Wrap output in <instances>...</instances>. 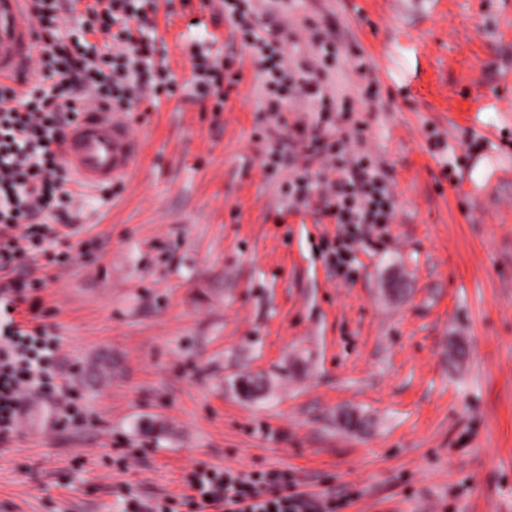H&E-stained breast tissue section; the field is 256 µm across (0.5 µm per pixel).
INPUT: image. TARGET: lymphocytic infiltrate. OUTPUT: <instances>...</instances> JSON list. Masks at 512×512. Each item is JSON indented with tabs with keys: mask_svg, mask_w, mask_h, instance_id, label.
Instances as JSON below:
<instances>
[{
	"mask_svg": "<svg viewBox=\"0 0 512 512\" xmlns=\"http://www.w3.org/2000/svg\"><path fill=\"white\" fill-rule=\"evenodd\" d=\"M223 7L267 79L258 119L267 142L264 166L275 176L284 159L301 161L302 172L282 188L297 205L317 199L322 215L343 226L338 243L326 251L335 264H345L365 244L359 226L390 223L395 204L382 169L364 148L367 122L353 119L352 104L336 102L327 91V73L337 59L331 30L309 26L314 59H294L287 51L293 31L267 30L253 0H223ZM157 9V0H94L80 12L62 0H31L39 78L24 90L0 84V442L18 430L31 400L50 402L63 417L73 409L70 390L54 381L60 367L55 337L43 324L15 319L34 285L24 260L46 239L59 237V229L48 223L54 211L63 210L69 222L77 218L67 209L72 179L60 146L83 104L129 112L144 98L177 91L173 74L153 63L156 46L148 31ZM71 16L81 32L62 35ZM94 31L103 43L88 40ZM190 60L197 97L223 99L225 86L239 80L210 51L192 48ZM294 101L315 106L316 123H288L285 114ZM185 485L193 512H344L351 504L347 498L298 492L293 476L277 469L196 468L186 474Z\"/></svg>",
	"mask_w": 512,
	"mask_h": 512,
	"instance_id": "f902f5d3",
	"label": "lymphocytic infiltrate"
}]
</instances>
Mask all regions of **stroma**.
Returning <instances> with one entry per match:
<instances>
[{"label":"stroma","instance_id":"stroma-1","mask_svg":"<svg viewBox=\"0 0 512 512\" xmlns=\"http://www.w3.org/2000/svg\"><path fill=\"white\" fill-rule=\"evenodd\" d=\"M260 8L301 59L332 24L337 98L359 100L357 63L378 77L392 223L330 265L335 225L263 167L259 70L217 0H158L181 91L127 113L137 170L80 191L81 222L27 259L46 284L21 316L59 336L87 417L0 444V512H121L212 466L288 471L345 512H512V0ZM198 41L240 77L224 104L192 95Z\"/></svg>","mask_w":512,"mask_h":512}]
</instances>
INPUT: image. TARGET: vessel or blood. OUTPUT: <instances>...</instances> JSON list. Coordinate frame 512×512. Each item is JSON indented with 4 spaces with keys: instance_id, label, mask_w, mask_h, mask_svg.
Masks as SVG:
<instances>
[{
    "instance_id": "obj_1",
    "label": "vessel or blood",
    "mask_w": 512,
    "mask_h": 512,
    "mask_svg": "<svg viewBox=\"0 0 512 512\" xmlns=\"http://www.w3.org/2000/svg\"><path fill=\"white\" fill-rule=\"evenodd\" d=\"M37 51L29 0H0V81L31 77ZM61 153L78 185L94 189L130 176L139 147L121 114L89 104L79 121L66 130Z\"/></svg>"
}]
</instances>
